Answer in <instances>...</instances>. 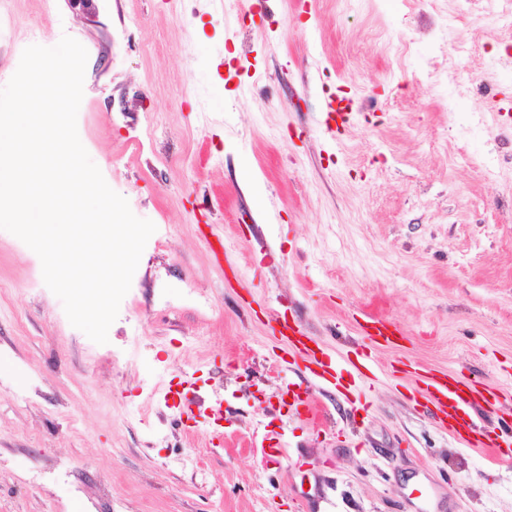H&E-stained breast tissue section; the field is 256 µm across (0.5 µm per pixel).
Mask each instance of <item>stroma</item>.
<instances>
[{
	"instance_id": "obj_1",
	"label": "stroma",
	"mask_w": 512,
	"mask_h": 512,
	"mask_svg": "<svg viewBox=\"0 0 512 512\" xmlns=\"http://www.w3.org/2000/svg\"><path fill=\"white\" fill-rule=\"evenodd\" d=\"M488 10L0 0V87L27 46L79 41V138L156 227L104 344L0 230V512H512V462L395 370L512 392V27ZM334 92L355 119L332 137ZM367 312L400 347L367 348ZM282 319L341 386L280 362ZM290 382L321 426L280 403Z\"/></svg>"
}]
</instances>
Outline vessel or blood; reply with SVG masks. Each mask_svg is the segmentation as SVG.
I'll return each instance as SVG.
<instances>
[{"label":"vessel or blood","mask_w":512,"mask_h":512,"mask_svg":"<svg viewBox=\"0 0 512 512\" xmlns=\"http://www.w3.org/2000/svg\"><path fill=\"white\" fill-rule=\"evenodd\" d=\"M358 329L361 335L372 337L383 346L392 345L399 334L393 324L369 315L364 316ZM277 334L297 361L312 366L314 376L326 382L336 377L335 363L325 359L319 343L310 342L299 325L281 326ZM421 382L419 396L431 406L437 423L464 447L477 449L497 462L512 460V410H503L499 393L484 384L448 374L425 376ZM292 400L298 414L313 425H320L322 411L313 399L296 391ZM484 411L495 413V428L485 427L480 417Z\"/></svg>","instance_id":"vessel-or-blood-1"}]
</instances>
